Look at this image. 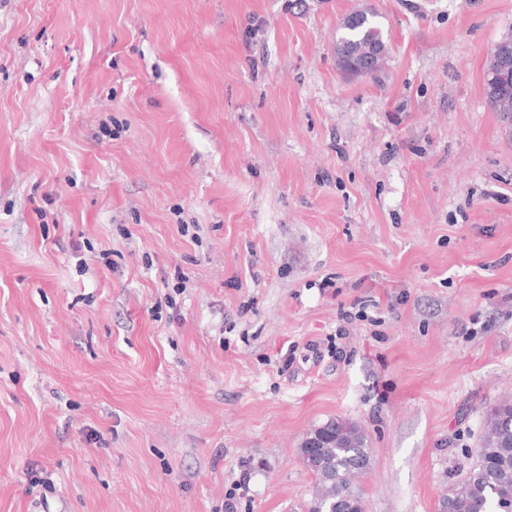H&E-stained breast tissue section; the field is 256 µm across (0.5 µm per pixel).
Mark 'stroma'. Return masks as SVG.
Wrapping results in <instances>:
<instances>
[{"label":"stroma","mask_w":512,"mask_h":512,"mask_svg":"<svg viewBox=\"0 0 512 512\" xmlns=\"http://www.w3.org/2000/svg\"><path fill=\"white\" fill-rule=\"evenodd\" d=\"M509 37L512 0H0V512H304L334 417L365 512H439L512 397ZM377 18L378 15L371 9H364L352 13V15L347 16L342 21L339 27L340 34L338 37H340L343 31V26L350 28L345 36L349 40V50L351 53H363L370 47L381 48L383 51V47L387 45V41ZM387 54L388 53L383 51L371 77L376 76L382 69ZM336 65L340 73L347 79L357 80L367 77L372 71L370 57H352L348 49L336 42ZM500 45V47H499ZM500 48V51L490 60L487 67V76L490 73H499L503 75V79L497 84L490 83L486 76V97L490 108L494 112L511 111L512 113V42H505L497 44L492 53H495ZM500 56H508L509 69H504L500 66Z\"/></svg>","instance_id":"obj_1"}]
</instances>
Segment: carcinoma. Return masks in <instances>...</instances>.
<instances>
[{
    "label": "carcinoma",
    "instance_id": "carcinoma-1",
    "mask_svg": "<svg viewBox=\"0 0 512 512\" xmlns=\"http://www.w3.org/2000/svg\"><path fill=\"white\" fill-rule=\"evenodd\" d=\"M349 27V50L359 54L387 45L378 15L370 9L342 21ZM500 72L502 81L486 83V97L495 112H512V42L500 45L487 73ZM338 437L321 449L319 462L301 455L314 475L307 512H359L365 506L358 485L370 465L366 436L352 421L339 419ZM477 463L442 498L444 512H512V400L503 399L487 415L479 437Z\"/></svg>",
    "mask_w": 512,
    "mask_h": 512
}]
</instances>
